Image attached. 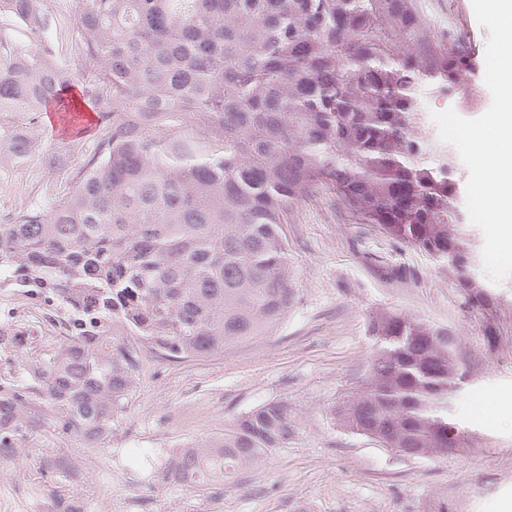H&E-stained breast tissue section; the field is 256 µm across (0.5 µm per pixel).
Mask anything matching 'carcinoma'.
<instances>
[{"label":"carcinoma","instance_id":"obj_1","mask_svg":"<svg viewBox=\"0 0 512 512\" xmlns=\"http://www.w3.org/2000/svg\"><path fill=\"white\" fill-rule=\"evenodd\" d=\"M80 77L54 45L32 54L0 38V147L29 152L41 113L73 111L78 87L98 115L96 152L59 203L0 224V288L51 305L64 341L30 386L0 387V459L42 427L34 399L96 445L137 387L143 359L194 361L270 333L294 298L288 208L324 190L353 217L429 255L466 256L454 184L419 159V92L464 100L469 56L438 41L411 0H68ZM0 15L47 31L44 0H0ZM485 322L496 303L453 268ZM341 420L353 433L445 457L457 425L448 329L389 311ZM288 406L271 402L168 459L199 486L258 465L288 442ZM40 468L74 480L63 455Z\"/></svg>","mask_w":512,"mask_h":512}]
</instances>
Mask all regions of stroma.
I'll list each match as a JSON object with an SVG mask.
<instances>
[{"label":"stroma","instance_id":"35a3bbf8","mask_svg":"<svg viewBox=\"0 0 512 512\" xmlns=\"http://www.w3.org/2000/svg\"><path fill=\"white\" fill-rule=\"evenodd\" d=\"M56 18L48 32L63 61L80 72L77 33L66 0H46ZM55 125L43 121L22 161L0 158V221L29 207L49 209L58 179L47 163L61 152ZM476 261L472 274L497 301L495 346L447 264L355 223L325 193L288 210L284 226L294 299L266 336L190 362L146 358L126 413L97 447L47 421L23 437L18 455L0 460V512H52L56 496L82 512H497L512 494V276L488 282L482 231L462 219ZM380 310L451 330L472 377L458 405L478 404L463 419L475 449L448 457H402L346 429L337 414L377 349L372 316ZM22 336L23 348L6 341ZM62 337L45 305L0 288V383H31ZM273 401L287 403L295 425L288 443L235 479L186 486L167 481L172 449L223 433L225 425ZM63 454L78 471L57 483L36 458Z\"/></svg>","mask_w":512,"mask_h":512}]
</instances>
